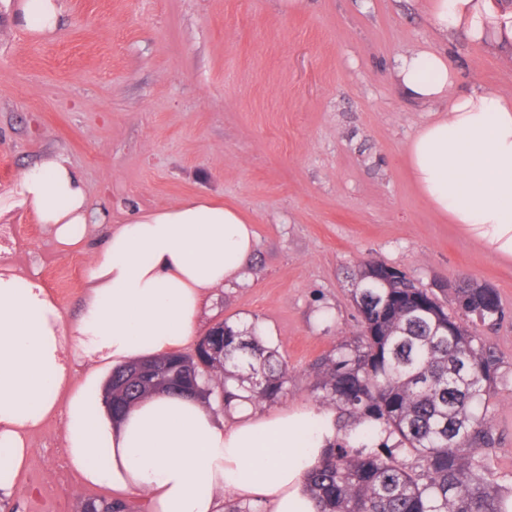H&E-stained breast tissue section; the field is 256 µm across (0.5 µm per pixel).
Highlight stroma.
Segmentation results:
<instances>
[{
	"instance_id": "1",
	"label": "stroma",
	"mask_w": 512,
	"mask_h": 512,
	"mask_svg": "<svg viewBox=\"0 0 512 512\" xmlns=\"http://www.w3.org/2000/svg\"><path fill=\"white\" fill-rule=\"evenodd\" d=\"M63 33L37 41L0 5V196L62 154L112 221L206 195L255 226L247 275L204 305L199 333L256 328L288 363L272 413L316 404L311 365L358 331L351 273L367 258L423 286L459 276L496 289L504 315L478 327L509 375L491 404L489 452L512 489V260L486 256L421 196L403 148L442 103L402 97L398 56L446 53L453 93L512 102V42L435 32L427 0H62ZM0 251L37 274L77 320L91 250L65 252L33 211L6 215ZM14 512H75L104 495L66 465L60 419L31 438Z\"/></svg>"
}]
</instances>
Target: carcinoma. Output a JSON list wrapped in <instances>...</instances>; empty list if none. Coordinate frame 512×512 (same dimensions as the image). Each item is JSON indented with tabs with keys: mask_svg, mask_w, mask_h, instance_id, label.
Listing matches in <instances>:
<instances>
[{
	"mask_svg": "<svg viewBox=\"0 0 512 512\" xmlns=\"http://www.w3.org/2000/svg\"><path fill=\"white\" fill-rule=\"evenodd\" d=\"M374 259L358 265L351 299L359 332L311 366L319 403L345 416L344 438L307 475L318 512H507L488 463L497 442L490 402L503 381L493 348L474 331L497 321L498 295L478 296L460 278L450 301L418 306L423 289L412 277L385 283L367 277ZM162 371L112 372V400L129 408L163 387L183 383L209 402L229 406L235 391L274 402L286 392L288 366L255 330L224 322L191 353L158 358ZM107 497L80 501L78 512H129Z\"/></svg>",
	"mask_w": 512,
	"mask_h": 512,
	"instance_id": "obj_1",
	"label": "carcinoma"
}]
</instances>
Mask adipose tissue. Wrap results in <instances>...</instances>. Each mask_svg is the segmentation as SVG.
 <instances>
[{"label":"adipose tissue","mask_w":512,"mask_h":512,"mask_svg":"<svg viewBox=\"0 0 512 512\" xmlns=\"http://www.w3.org/2000/svg\"><path fill=\"white\" fill-rule=\"evenodd\" d=\"M59 0H22L17 20L33 37L61 33ZM441 32L512 40V12L495 0H431ZM447 58L413 49L395 67L396 87L445 102L406 147L414 181L489 255L512 260V104L492 92L449 97ZM31 209L65 250L84 248L107 225L87 270L79 318L64 313L36 277L0 267V472L23 470L29 439L52 418L64 429L69 468L116 498L142 497L148 512H224L232 498L265 512H317L305 476L341 433L335 412L298 407L259 413L246 397L230 419L194 394L157 392L121 417L106 402V375L191 344L215 289L239 279L253 254L251 219L196 197L109 223L62 155L23 170L0 213Z\"/></svg>","instance_id":"adipose-tissue-1"}]
</instances>
